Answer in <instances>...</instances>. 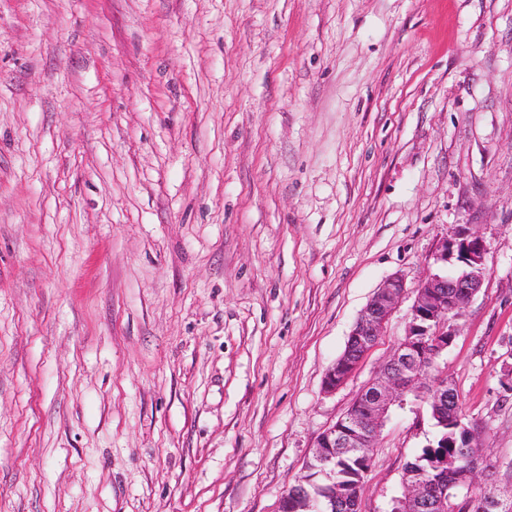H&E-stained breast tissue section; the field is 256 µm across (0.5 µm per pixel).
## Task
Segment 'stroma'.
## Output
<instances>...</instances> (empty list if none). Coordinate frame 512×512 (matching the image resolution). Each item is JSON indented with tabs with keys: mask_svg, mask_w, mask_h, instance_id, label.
Listing matches in <instances>:
<instances>
[{
	"mask_svg": "<svg viewBox=\"0 0 512 512\" xmlns=\"http://www.w3.org/2000/svg\"><path fill=\"white\" fill-rule=\"evenodd\" d=\"M463 224L485 277L439 368L506 499L512 0H0V512H277ZM432 435L394 407L360 512ZM405 293L406 283L399 275L390 277L377 289L360 312L344 353L327 370L323 382L325 392H335L358 369L383 335L389 317Z\"/></svg>",
	"mask_w": 512,
	"mask_h": 512,
	"instance_id": "1",
	"label": "stroma"
}]
</instances>
